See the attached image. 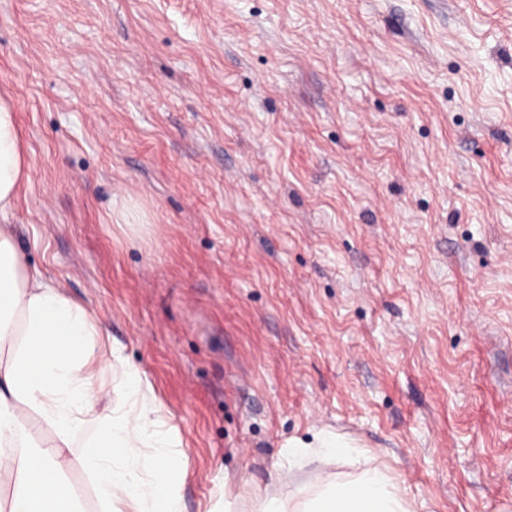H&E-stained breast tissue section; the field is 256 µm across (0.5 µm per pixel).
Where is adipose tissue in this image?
<instances>
[{"instance_id":"ef3b65f1","label":"adipose tissue","mask_w":512,"mask_h":512,"mask_svg":"<svg viewBox=\"0 0 512 512\" xmlns=\"http://www.w3.org/2000/svg\"><path fill=\"white\" fill-rule=\"evenodd\" d=\"M30 162L10 103L0 98V213L13 206ZM91 312L61 284L29 267L14 225L0 224V512H75L66 474L82 467L99 512H182L184 460L161 406L141 373L118 349L104 350ZM118 378L119 392L99 385L97 370ZM94 435L84 456L75 435ZM358 456L328 434L288 448L289 468L308 455ZM301 512H414L385 468L353 481L325 476Z\"/></svg>"}]
</instances>
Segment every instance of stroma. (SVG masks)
<instances>
[{"label": "stroma", "instance_id": "1", "mask_svg": "<svg viewBox=\"0 0 512 512\" xmlns=\"http://www.w3.org/2000/svg\"><path fill=\"white\" fill-rule=\"evenodd\" d=\"M0 224L139 368L183 512L387 467L512 512V0H0ZM361 447L284 472L288 442ZM30 162L18 131L13 106L0 98V213L13 206L21 183L29 179Z\"/></svg>", "mask_w": 512, "mask_h": 512}]
</instances>
